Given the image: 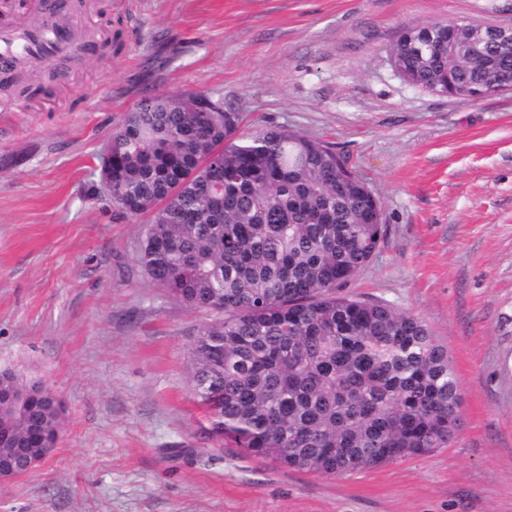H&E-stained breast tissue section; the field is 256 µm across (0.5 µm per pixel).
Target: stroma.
<instances>
[{"instance_id":"stroma-1","label":"stroma","mask_w":512,"mask_h":512,"mask_svg":"<svg viewBox=\"0 0 512 512\" xmlns=\"http://www.w3.org/2000/svg\"><path fill=\"white\" fill-rule=\"evenodd\" d=\"M108 2L111 24L85 20L119 33L112 58L0 99V371L65 409L52 455L0 484V512H512V91L439 96L390 59L406 25L512 27V0ZM184 92L332 144L380 199L383 241L347 290L447 345L450 446L339 478L205 437L188 372L207 316L145 274L149 215L89 192L124 116Z\"/></svg>"}]
</instances>
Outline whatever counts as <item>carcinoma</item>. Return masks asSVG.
I'll return each mask as SVG.
<instances>
[{
    "label": "carcinoma",
    "instance_id": "obj_1",
    "mask_svg": "<svg viewBox=\"0 0 512 512\" xmlns=\"http://www.w3.org/2000/svg\"><path fill=\"white\" fill-rule=\"evenodd\" d=\"M390 57L442 96L512 79L511 39L470 57L440 22L405 27ZM243 123L220 97L161 94L109 138L112 203L151 215L144 272L210 314L189 375L206 437L334 477L448 447L461 390L447 346L420 316L343 292L379 250V198L330 144ZM28 423L62 417L48 400Z\"/></svg>",
    "mask_w": 512,
    "mask_h": 512
}]
</instances>
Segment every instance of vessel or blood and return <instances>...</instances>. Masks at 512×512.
<instances>
[{
    "label": "vessel or blood",
    "instance_id": "obj_1",
    "mask_svg": "<svg viewBox=\"0 0 512 512\" xmlns=\"http://www.w3.org/2000/svg\"><path fill=\"white\" fill-rule=\"evenodd\" d=\"M57 0H0V75L77 52L90 40L83 19L56 22Z\"/></svg>",
    "mask_w": 512,
    "mask_h": 512
}]
</instances>
